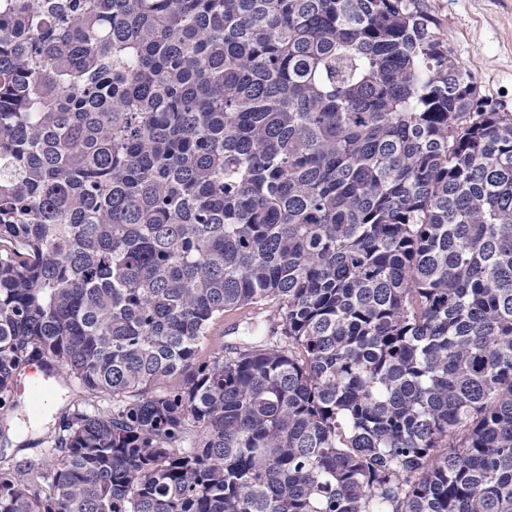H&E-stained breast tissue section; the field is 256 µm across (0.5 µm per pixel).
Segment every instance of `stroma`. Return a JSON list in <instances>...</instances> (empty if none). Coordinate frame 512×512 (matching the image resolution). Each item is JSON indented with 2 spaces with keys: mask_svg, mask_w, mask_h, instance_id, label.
Here are the masks:
<instances>
[{
  "mask_svg": "<svg viewBox=\"0 0 512 512\" xmlns=\"http://www.w3.org/2000/svg\"><path fill=\"white\" fill-rule=\"evenodd\" d=\"M423 5L441 20L451 52L472 74L479 96L512 113V0H423ZM18 399L10 435L0 437V455L37 464L44 452L39 441L54 430L59 407L77 398L60 386L38 407L28 394Z\"/></svg>",
  "mask_w": 512,
  "mask_h": 512,
  "instance_id": "1",
  "label": "stroma"
}]
</instances>
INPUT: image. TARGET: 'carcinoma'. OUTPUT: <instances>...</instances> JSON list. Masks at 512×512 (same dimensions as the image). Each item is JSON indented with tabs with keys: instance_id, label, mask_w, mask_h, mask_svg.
Segmentation results:
<instances>
[{
	"instance_id": "carcinoma-1",
	"label": "carcinoma",
	"mask_w": 512,
	"mask_h": 512,
	"mask_svg": "<svg viewBox=\"0 0 512 512\" xmlns=\"http://www.w3.org/2000/svg\"><path fill=\"white\" fill-rule=\"evenodd\" d=\"M35 361L0 512H512V113L422 0H0L1 436ZM238 317L239 315L235 314L227 315L224 316V320L214 323L208 340L203 344L202 354L207 353L219 344H223L224 347H230L240 342L242 336L245 335L243 333V325L236 320ZM53 384L56 386L55 393L45 404L39 407H35L29 400L26 382L23 393L16 392V399L21 404L18 411L13 415V428L8 433L9 440L8 436L7 441L0 437V454L4 457L11 458L15 462H32L35 465L41 462L44 445H35V443L54 430L58 421L57 411L59 407L66 403H70V405L73 403L77 404V402H80L78 395H82L73 396L68 388L59 386L56 382H53ZM38 414L40 415L37 417H46V420L39 427L33 428L31 426V417ZM22 431L30 433L22 436ZM17 439H20V441H16Z\"/></svg>"
}]
</instances>
